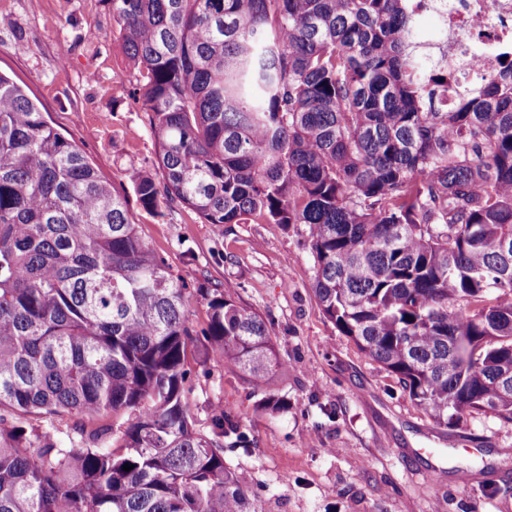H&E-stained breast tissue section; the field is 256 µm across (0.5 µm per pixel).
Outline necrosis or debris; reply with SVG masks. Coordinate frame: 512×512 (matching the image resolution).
<instances>
[{
  "instance_id": "4bbe7bcc",
  "label": "necrosis or debris",
  "mask_w": 512,
  "mask_h": 512,
  "mask_svg": "<svg viewBox=\"0 0 512 512\" xmlns=\"http://www.w3.org/2000/svg\"><path fill=\"white\" fill-rule=\"evenodd\" d=\"M414 15L432 14L435 31L426 34L428 77L494 74L512 60V0H409Z\"/></svg>"
}]
</instances>
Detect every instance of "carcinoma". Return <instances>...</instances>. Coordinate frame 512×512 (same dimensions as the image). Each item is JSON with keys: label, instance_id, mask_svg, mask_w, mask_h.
Instances as JSON below:
<instances>
[{"label": "carcinoma", "instance_id": "obj_1", "mask_svg": "<svg viewBox=\"0 0 512 512\" xmlns=\"http://www.w3.org/2000/svg\"><path fill=\"white\" fill-rule=\"evenodd\" d=\"M108 2L155 147L138 207L305 225L341 335L437 425L512 423V61L444 97L406 0ZM197 292L199 329L127 187L0 74V512H255L190 356L258 386L283 362L234 287Z\"/></svg>", "mask_w": 512, "mask_h": 512}]
</instances>
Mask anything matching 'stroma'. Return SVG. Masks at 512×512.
<instances>
[{"label":"stroma","instance_id":"obj_1","mask_svg":"<svg viewBox=\"0 0 512 512\" xmlns=\"http://www.w3.org/2000/svg\"><path fill=\"white\" fill-rule=\"evenodd\" d=\"M112 27L107 0H0V73L117 185L155 156ZM133 216L191 287L232 284L271 323L283 369L259 387L210 359L189 397L200 431L219 407L239 420L250 444L224 462L260 512H512V424L477 413L450 428L430 421L323 317L302 226H215L181 208ZM270 394L287 408H264Z\"/></svg>","mask_w":512,"mask_h":512}]
</instances>
